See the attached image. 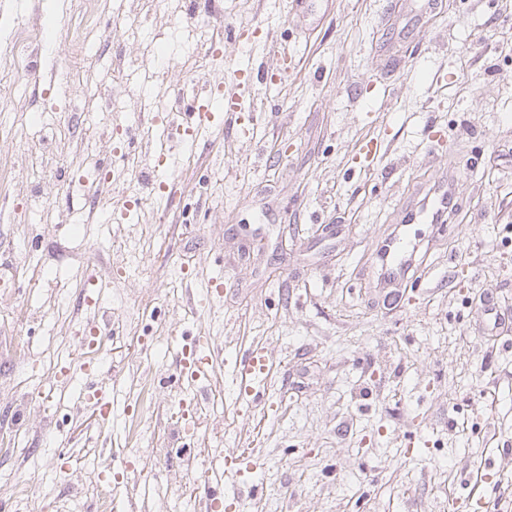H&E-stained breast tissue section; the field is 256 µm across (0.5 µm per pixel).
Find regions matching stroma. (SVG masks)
I'll return each mask as SVG.
<instances>
[{
    "label": "stroma",
    "instance_id": "stroma-1",
    "mask_svg": "<svg viewBox=\"0 0 512 512\" xmlns=\"http://www.w3.org/2000/svg\"><path fill=\"white\" fill-rule=\"evenodd\" d=\"M0 0V512H203L222 463L255 456L229 512H453L512 485V0ZM56 24L14 69L16 23ZM90 27L77 52L76 32ZM224 69L207 50L221 28ZM260 71L253 112L171 150L170 199L141 176L178 95ZM253 135L239 133V125ZM381 142L376 159L366 141ZM111 159L98 194L88 164ZM458 212L418 226L427 275L380 288L395 217L440 178ZM109 285L101 348L83 277ZM225 281L221 303L202 283ZM211 336L194 435L179 424L183 337ZM273 371L241 402L233 365ZM112 401L102 422L84 398ZM492 466L489 483L474 475ZM16 483L27 496L11 493Z\"/></svg>",
    "mask_w": 512,
    "mask_h": 512
}]
</instances>
